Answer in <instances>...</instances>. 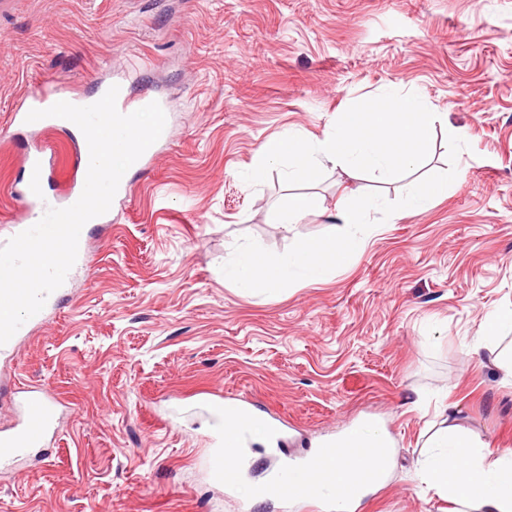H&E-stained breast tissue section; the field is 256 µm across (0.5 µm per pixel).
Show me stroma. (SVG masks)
Returning a JSON list of instances; mask_svg holds the SVG:
<instances>
[{
	"label": "stroma",
	"mask_w": 512,
	"mask_h": 512,
	"mask_svg": "<svg viewBox=\"0 0 512 512\" xmlns=\"http://www.w3.org/2000/svg\"><path fill=\"white\" fill-rule=\"evenodd\" d=\"M57 78L82 98L150 91L169 122L129 173V202L87 225L88 277L0 359L1 382L20 373L66 405L45 451L0 469V512H319L215 481L217 393L289 423L282 446L251 444L253 485L283 453L383 422L397 465L358 512H448L416 474L438 400L488 453L512 448V388L469 350L512 300V0H0V131L17 99ZM389 87L463 130L456 161L437 131L416 171L368 183L327 169L304 188L321 215L271 223L280 171L241 178L260 144L324 139ZM42 137L57 157L46 201L60 208L85 147L63 126ZM34 138H0V225L21 213L9 188ZM451 166L447 197L392 214L324 281L253 295L220 270L241 237L285 253L334 231L343 196L395 201Z\"/></svg>",
	"instance_id": "1"
}]
</instances>
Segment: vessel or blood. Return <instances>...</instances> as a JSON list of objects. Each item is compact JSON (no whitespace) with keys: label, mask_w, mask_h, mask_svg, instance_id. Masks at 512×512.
<instances>
[{"label":"vessel or blood","mask_w":512,"mask_h":512,"mask_svg":"<svg viewBox=\"0 0 512 512\" xmlns=\"http://www.w3.org/2000/svg\"><path fill=\"white\" fill-rule=\"evenodd\" d=\"M59 89V83H49L35 94L20 98L11 114V125L22 128L29 126L37 131L53 127L54 118L46 117L30 123L26 117L31 110L39 108L45 97ZM24 164L28 172L27 181L15 196L21 200L26 214L44 212L43 183L53 165V155L48 145L40 142L32 145L25 155ZM48 315V310L44 309L23 323L7 343L0 345V357L13 356L20 342L31 335L35 326L43 324ZM6 393L17 397L21 418L15 426L0 431V465L43 447L55 431L54 425L61 407L58 398L41 386L20 381L9 387L0 385V395Z\"/></svg>","instance_id":"1"}]
</instances>
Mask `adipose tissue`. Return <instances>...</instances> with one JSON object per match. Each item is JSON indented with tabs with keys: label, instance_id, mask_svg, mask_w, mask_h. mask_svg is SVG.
<instances>
[{
	"label": "adipose tissue",
	"instance_id": "ef3b65f1",
	"mask_svg": "<svg viewBox=\"0 0 512 512\" xmlns=\"http://www.w3.org/2000/svg\"><path fill=\"white\" fill-rule=\"evenodd\" d=\"M435 410L444 425L418 471L425 490L448 499L453 512H512V448L488 458L483 441L459 423L454 404L442 400Z\"/></svg>",
	"mask_w": 512,
	"mask_h": 512
}]
</instances>
